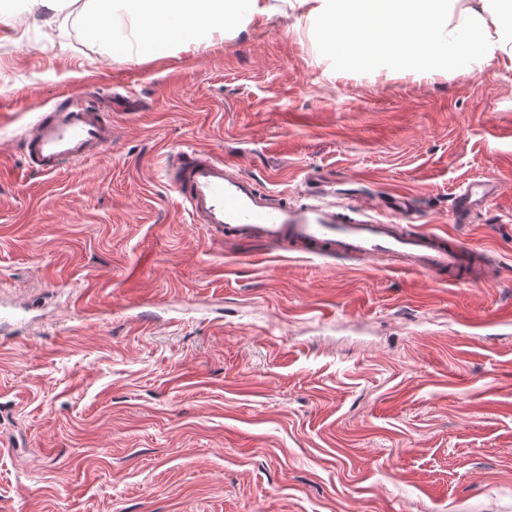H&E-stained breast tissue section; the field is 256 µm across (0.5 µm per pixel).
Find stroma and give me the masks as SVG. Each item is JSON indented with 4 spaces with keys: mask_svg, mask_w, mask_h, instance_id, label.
<instances>
[{
    "mask_svg": "<svg viewBox=\"0 0 512 512\" xmlns=\"http://www.w3.org/2000/svg\"><path fill=\"white\" fill-rule=\"evenodd\" d=\"M209 47L109 54L12 0L0 23V512H512V70L378 73L286 0ZM89 96L101 155L24 136ZM195 147L305 204L403 195L496 267L439 283L191 223ZM495 184L467 223L456 196ZM112 144V122L82 95H68L60 107L39 112L27 134L30 167L52 174L64 162L96 156Z\"/></svg>",
    "mask_w": 512,
    "mask_h": 512,
    "instance_id": "stroma-1",
    "label": "stroma"
}]
</instances>
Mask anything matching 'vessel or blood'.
Masks as SVG:
<instances>
[{
  "mask_svg": "<svg viewBox=\"0 0 512 512\" xmlns=\"http://www.w3.org/2000/svg\"><path fill=\"white\" fill-rule=\"evenodd\" d=\"M111 143V121L85 96L72 94L61 106L39 113L27 135L26 154L32 168L52 174L62 163L96 156ZM170 162L175 169L170 186L192 223L212 225L231 237L325 259L396 258L405 269L435 279L468 266L481 253L479 247L451 234L420 230L400 236L395 218L410 210L405 197L380 201L383 215L346 223L332 204L272 200L249 176L205 150L178 149ZM494 191L493 185L485 183L465 188L457 197V215L490 200Z\"/></svg>",
  "mask_w": 512,
  "mask_h": 512,
  "instance_id": "b4317fda",
  "label": "vessel or blood"
}]
</instances>
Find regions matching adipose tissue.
Segmentation results:
<instances>
[{
  "instance_id": "obj_1",
  "label": "adipose tissue",
  "mask_w": 512,
  "mask_h": 512,
  "mask_svg": "<svg viewBox=\"0 0 512 512\" xmlns=\"http://www.w3.org/2000/svg\"><path fill=\"white\" fill-rule=\"evenodd\" d=\"M318 23L323 49L357 42L377 70L404 64L417 76L512 68V0H288ZM268 0H92L82 10L87 30L110 50L198 46L229 28L243 29L268 13ZM385 31L386 47L372 49L371 29Z\"/></svg>"
}]
</instances>
